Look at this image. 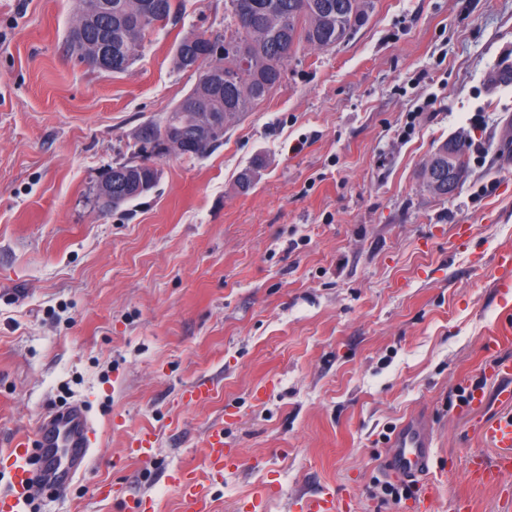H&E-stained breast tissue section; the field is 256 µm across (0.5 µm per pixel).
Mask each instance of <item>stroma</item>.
<instances>
[{
	"mask_svg": "<svg viewBox=\"0 0 512 512\" xmlns=\"http://www.w3.org/2000/svg\"><path fill=\"white\" fill-rule=\"evenodd\" d=\"M224 2L181 0L112 73L69 50L79 0H0V450L66 401L97 430L91 467L21 512H114V488L183 512L169 475L191 470L212 512L264 487L260 512L323 491L411 512L382 494L381 465L416 413L434 424V512L453 493L512 512L466 478L492 449L457 398L493 395L483 344L512 309L492 288L512 248V0H374L345 42L299 50L206 157L147 155L143 126L198 81L178 42L223 37ZM432 91L435 111L416 112ZM460 138L488 153L434 196L422 165ZM146 158L156 186L101 211L108 169ZM199 380L213 396L188 403ZM218 426L236 464L212 476ZM145 430L148 463L127 455Z\"/></svg>",
	"mask_w": 512,
	"mask_h": 512,
	"instance_id": "1",
	"label": "stroma"
}]
</instances>
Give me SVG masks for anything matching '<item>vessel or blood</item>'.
I'll return each instance as SVG.
<instances>
[{"mask_svg": "<svg viewBox=\"0 0 512 512\" xmlns=\"http://www.w3.org/2000/svg\"><path fill=\"white\" fill-rule=\"evenodd\" d=\"M498 276L494 288L499 296L512 294V249L497 258ZM502 339L489 337L485 351L490 356L489 370L497 382L495 401L505 414L475 420V433L497 450L496 455L471 458L467 463L474 483H497L512 473V357L501 354ZM96 428L89 407L81 401L40 414L34 437L15 438L4 456L10 469V490L0 495V512H17L21 502L36 488L63 490L82 474L93 458ZM209 470L223 472L227 452L224 430H211L205 441ZM434 458L433 424L422 414L394 427L387 439L383 470L391 478L409 482L417 497L415 512H432L436 489L428 474ZM185 503V512H211V505L198 491L194 472L181 471L171 476ZM345 503L330 493L302 499L299 512H344Z\"/></svg>", "mask_w": 512, "mask_h": 512, "instance_id": "vessel-or-blood-1", "label": "vessel or blood"}]
</instances>
